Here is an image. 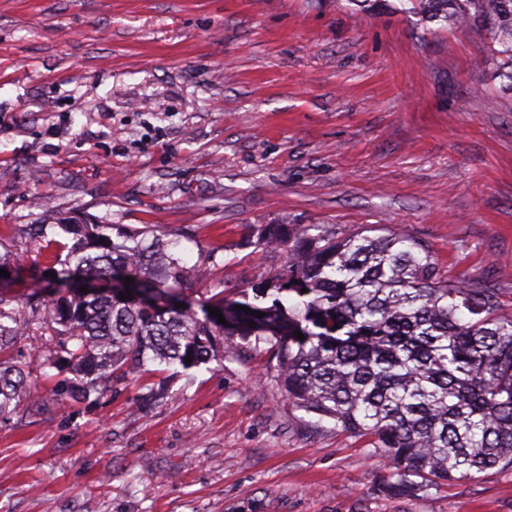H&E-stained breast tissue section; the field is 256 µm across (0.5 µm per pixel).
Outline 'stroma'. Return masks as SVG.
I'll list each match as a JSON object with an SVG mask.
<instances>
[{
  "mask_svg": "<svg viewBox=\"0 0 512 512\" xmlns=\"http://www.w3.org/2000/svg\"><path fill=\"white\" fill-rule=\"evenodd\" d=\"M491 40L346 0H0V242L9 296L51 262L32 224L178 230L192 301L283 274L269 225L403 230L512 314V112ZM249 342L150 400L113 383L0 423V512H512V472L378 489L366 438L311 427Z\"/></svg>",
  "mask_w": 512,
  "mask_h": 512,
  "instance_id": "obj_1",
  "label": "stroma"
}]
</instances>
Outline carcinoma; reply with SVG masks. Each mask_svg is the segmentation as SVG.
Instances as JSON below:
<instances>
[{
  "label": "carcinoma",
  "mask_w": 512,
  "mask_h": 512,
  "mask_svg": "<svg viewBox=\"0 0 512 512\" xmlns=\"http://www.w3.org/2000/svg\"><path fill=\"white\" fill-rule=\"evenodd\" d=\"M398 10L425 28L489 33L478 65L511 92L502 108L512 112V0H399ZM60 229L70 242L47 237L41 224L31 233L52 255L56 277L36 282L23 299L0 295V421L21 420L40 403L29 383L34 372L67 366L56 395L93 403L114 382L146 377L149 363L199 367L254 339L270 344L273 381L289 403L369 438L385 460L384 494L413 497L512 470V316L495 289L444 277L410 236L338 237L316 224H276L265 242L290 256L277 282L196 310L183 294L204 277L203 266L183 264L168 233L152 225ZM92 280L103 290L79 291ZM129 290L133 299H119ZM22 340L38 357L33 371L14 355Z\"/></svg>",
  "instance_id": "carcinoma-1"
}]
</instances>
